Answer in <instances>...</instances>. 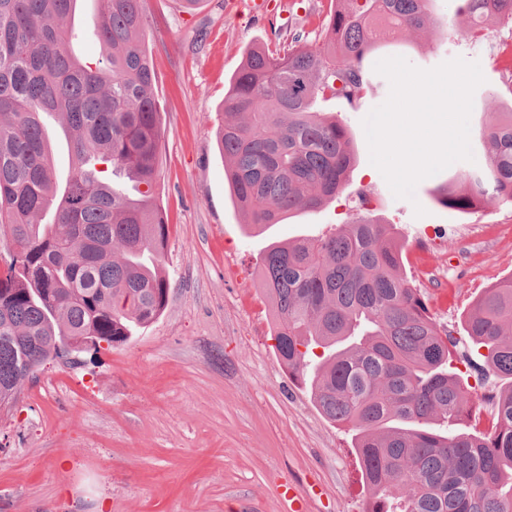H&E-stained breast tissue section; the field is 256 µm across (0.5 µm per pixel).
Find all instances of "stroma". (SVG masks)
Here are the masks:
<instances>
[{"label":"stroma","mask_w":512,"mask_h":512,"mask_svg":"<svg viewBox=\"0 0 512 512\" xmlns=\"http://www.w3.org/2000/svg\"><path fill=\"white\" fill-rule=\"evenodd\" d=\"M224 2L188 9L182 0H144L142 38L161 103L156 192L169 224L167 306L124 345L83 354L75 366L47 363L0 408V512H286L291 483L306 493L308 512H364L368 490L351 432L317 411L275 354L261 256L271 243L350 222L363 189L372 218L395 227L404 275L456 339H465L462 322L484 290L512 276L511 205L442 207L432 191L447 181L444 171L422 180L414 200L398 199L371 165L362 120L390 90L376 73L357 107L322 106L357 148L343 191L318 211L252 228L216 145L224 90L251 46L295 36L321 45L329 0H281L261 19ZM450 18L445 29L399 34L378 56L422 69L456 57L479 62L475 136L492 113L512 110L503 91L512 67L502 63L512 26L474 43L464 36L466 17ZM492 87L501 95L489 97Z\"/></svg>","instance_id":"stroma-1"}]
</instances>
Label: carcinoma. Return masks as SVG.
Returning a JSON list of instances; mask_svg holds the SVG:
<instances>
[{
    "instance_id": "carcinoma-1",
    "label": "carcinoma",
    "mask_w": 512,
    "mask_h": 512,
    "mask_svg": "<svg viewBox=\"0 0 512 512\" xmlns=\"http://www.w3.org/2000/svg\"><path fill=\"white\" fill-rule=\"evenodd\" d=\"M77 2L0 0V407L65 358V341L89 340L95 354L124 344L168 301L143 0H99L93 28L104 57L94 65L71 50ZM432 2L330 0L321 46L297 37L248 51L224 93L218 146L253 228L341 192L354 139L318 103L357 106L375 51L403 31L448 25L433 18ZM458 13L478 40L512 24V0H461ZM45 114L72 133L64 177ZM480 147L479 167L435 189L439 204L512 205V111L496 113ZM402 263L394 225L365 215L271 244L259 273L276 356L327 420L354 431L367 512H512V276L484 291L464 325L484 378L509 381L485 397L494 426L480 433L466 425L473 399L453 366L456 339L430 317Z\"/></svg>"
}]
</instances>
